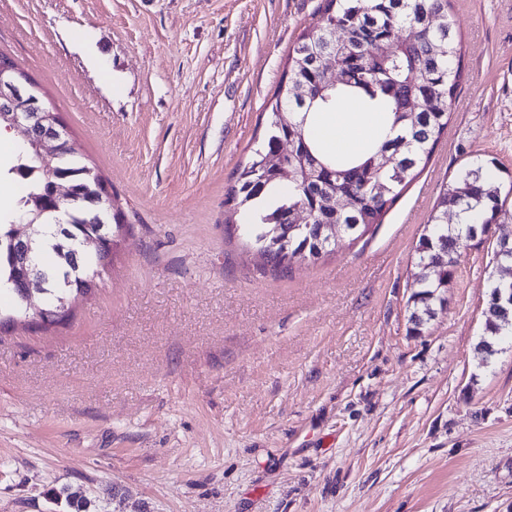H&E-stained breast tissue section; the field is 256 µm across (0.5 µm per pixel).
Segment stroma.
I'll use <instances>...</instances> for the list:
<instances>
[{
	"label": "stroma",
	"instance_id": "35a3bbf8",
	"mask_svg": "<svg viewBox=\"0 0 512 512\" xmlns=\"http://www.w3.org/2000/svg\"><path fill=\"white\" fill-rule=\"evenodd\" d=\"M322 3L0 0L128 226L65 324L0 332V512H512V344L476 350L512 195L421 332L409 303L459 171L512 183V0H452L448 128L381 224L276 274L224 200ZM47 496L53 504L61 505L63 502L64 506L69 509L65 512H108L106 506L97 504L86 497L83 492L72 490L69 486L51 489Z\"/></svg>",
	"mask_w": 512,
	"mask_h": 512
}]
</instances>
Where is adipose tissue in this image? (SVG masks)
Wrapping results in <instances>:
<instances>
[{"mask_svg":"<svg viewBox=\"0 0 512 512\" xmlns=\"http://www.w3.org/2000/svg\"><path fill=\"white\" fill-rule=\"evenodd\" d=\"M310 123L321 146L339 157L358 155L395 136L385 113L357 112L344 105L311 116Z\"/></svg>","mask_w":512,"mask_h":512,"instance_id":"obj_1","label":"adipose tissue"}]
</instances>
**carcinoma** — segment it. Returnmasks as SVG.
Masks as SVG:
<instances>
[{
  "instance_id": "carcinoma-1",
  "label": "carcinoma",
  "mask_w": 512,
  "mask_h": 512,
  "mask_svg": "<svg viewBox=\"0 0 512 512\" xmlns=\"http://www.w3.org/2000/svg\"><path fill=\"white\" fill-rule=\"evenodd\" d=\"M451 0H324L318 22L304 31L288 55L284 74L290 75L302 95L289 92L281 79L271 106L270 129L260 148L237 173L227 193L226 230L236 224L249 226V236L264 265L274 271L288 270L295 251L325 254L335 244L316 236L313 228L299 225L288 241L292 253L274 245V228L284 223L287 212L298 205L312 210L318 224L342 225V233L356 240L382 221L401 191L425 167L448 126V106L463 76L460 43L448 13ZM347 30L345 42L333 45L329 33ZM336 56L344 78L334 87L323 83V62ZM346 99L360 101L372 112H384L399 129L393 144L397 167L382 166L381 153L387 144L371 146L352 159H339L323 152L312 135L308 116L336 109ZM293 136L297 158L288 162L289 178L265 170V158L277 140ZM56 174L66 177L74 199L57 205L48 200L52 177L42 168L36 147L18 148L14 159L0 164V177L16 179L22 195L14 209L0 213V283L14 298L12 312L0 314V327L25 312V303L15 288V272L22 267L13 238L14 220L27 211L37 217L40 237L36 257L47 310L63 298L72 306L92 293L112 260L113 247L87 252L81 247L90 232L97 210L88 200L89 191L103 180L75 150L55 159ZM453 195L443 194L416 246L419 291L410 297L413 330L419 332L445 303L444 288L453 279L458 257L468 241L485 233L502 211L503 183L486 167H467L458 176ZM458 222L448 223V211ZM448 247V264L437 266L433 255ZM512 338V315H501L486 307L479 349L485 357ZM48 499L64 505L67 512H107L82 492L69 486L48 492Z\"/></svg>"
}]
</instances>
